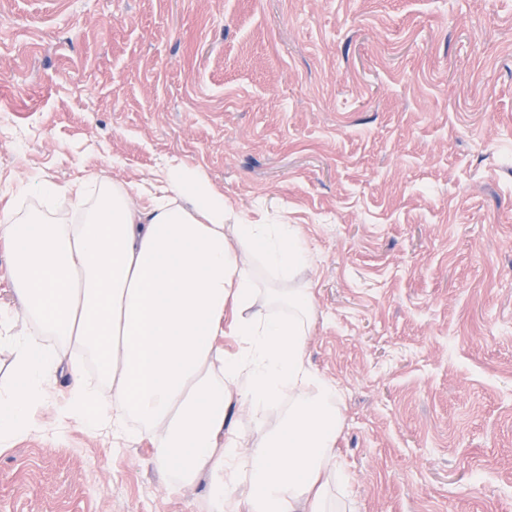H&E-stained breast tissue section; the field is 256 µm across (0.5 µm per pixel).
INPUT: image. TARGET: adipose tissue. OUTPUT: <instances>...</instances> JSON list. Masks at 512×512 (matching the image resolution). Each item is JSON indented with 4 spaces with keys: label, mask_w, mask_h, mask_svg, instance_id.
Segmentation results:
<instances>
[{
    "label": "adipose tissue",
    "mask_w": 512,
    "mask_h": 512,
    "mask_svg": "<svg viewBox=\"0 0 512 512\" xmlns=\"http://www.w3.org/2000/svg\"><path fill=\"white\" fill-rule=\"evenodd\" d=\"M41 207L0 208L11 293L22 332L0 388V442L31 426L59 375L72 381L63 414L150 441L176 485L209 477L217 512H335L347 476L336 384L306 358L316 317L295 278L311 259L294 224L240 221L198 170L171 167L156 190L110 181L70 188L76 223L57 217L60 187L37 179ZM236 336L224 351L219 336ZM263 435L238 446L233 405ZM283 412L267 428L273 406Z\"/></svg>",
    "instance_id": "ef3b65f1"
}]
</instances>
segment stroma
<instances>
[{"label": "stroma", "instance_id": "obj_1", "mask_svg": "<svg viewBox=\"0 0 512 512\" xmlns=\"http://www.w3.org/2000/svg\"><path fill=\"white\" fill-rule=\"evenodd\" d=\"M178 164L313 251L343 512H512V0H0V205ZM69 384L0 446V512H214Z\"/></svg>", "mask_w": 512, "mask_h": 512}]
</instances>
